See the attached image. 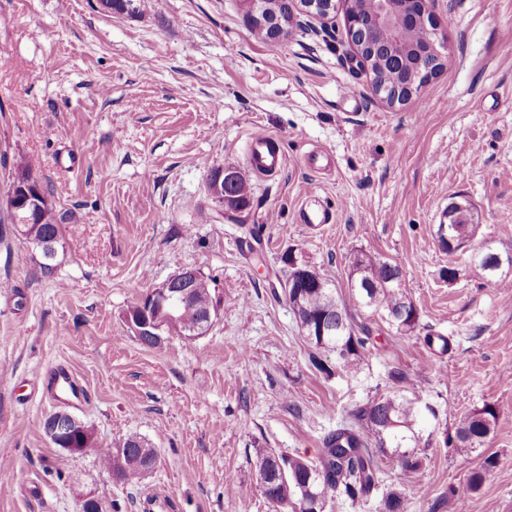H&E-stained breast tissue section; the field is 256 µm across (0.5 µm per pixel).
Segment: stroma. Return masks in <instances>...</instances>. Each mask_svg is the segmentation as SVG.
I'll return each mask as SVG.
<instances>
[{"instance_id": "35a3bbf8", "label": "stroma", "mask_w": 512, "mask_h": 512, "mask_svg": "<svg viewBox=\"0 0 512 512\" xmlns=\"http://www.w3.org/2000/svg\"><path fill=\"white\" fill-rule=\"evenodd\" d=\"M447 38L445 66L405 104L372 97L354 70L342 12L271 46L253 35L250 0H151L138 17L96 0H0V512H144L152 494L173 512H270L260 454L316 458L356 404L385 393L391 371L414 382L418 470L377 460L404 512H512V275L482 278L437 228L471 205L474 242L512 251V0H431ZM272 135L286 157L254 174L249 136ZM249 182L234 221L206 192L214 167ZM47 189L64 247L51 272L8 227L18 166ZM328 213L303 224L301 209ZM262 225L247 243L241 227ZM365 251L398 265L416 304L415 331L362 308L348 288ZM330 279L356 328L369 332L356 377H326L280 285L285 254ZM455 268L457 278L441 277ZM194 268L224 306L205 335L147 347L122 316L171 275ZM446 336L434 354L426 333ZM68 368L86 394L73 412L106 445L135 435L158 463L113 480L95 451L51 444L42 423L48 368ZM490 404L482 447L460 445L463 414ZM497 466L478 490L469 476Z\"/></svg>"}]
</instances>
